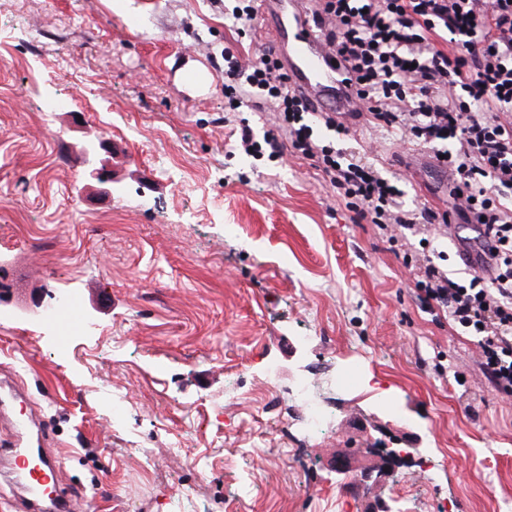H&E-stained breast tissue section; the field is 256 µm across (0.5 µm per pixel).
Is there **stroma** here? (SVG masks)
I'll return each instance as SVG.
<instances>
[{"label":"stroma","instance_id":"obj_1","mask_svg":"<svg viewBox=\"0 0 512 512\" xmlns=\"http://www.w3.org/2000/svg\"><path fill=\"white\" fill-rule=\"evenodd\" d=\"M123 2L0 0V375L75 512H512V397L406 265L442 254L466 279L472 231L392 246L305 161L238 150L241 120L259 137L271 116L225 109L214 58L267 46L265 22L242 35L222 0ZM101 140L109 194L83 175ZM339 146L405 178V207L447 208L432 153L361 123ZM70 295L62 347L42 311ZM300 378L332 418L315 439ZM380 439L411 464L346 488L333 456ZM15 440L0 418V512L24 492Z\"/></svg>","mask_w":512,"mask_h":512}]
</instances>
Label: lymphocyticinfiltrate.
<instances>
[{"instance_id":"1","label":"lymphocytic infiltrate","mask_w":512,"mask_h":512,"mask_svg":"<svg viewBox=\"0 0 512 512\" xmlns=\"http://www.w3.org/2000/svg\"><path fill=\"white\" fill-rule=\"evenodd\" d=\"M309 18L357 89L358 117L398 130L400 142L442 149L449 209L405 208L397 181L317 139L311 118L338 134L349 128L291 87L272 47L245 59L223 55L227 104L275 115L259 139L241 125L243 149L309 161L355 221L376 225L394 244L410 225H477V259L490 274L456 282L423 254L416 288L424 309L443 310L477 338L484 373L511 397L512 0H310Z\"/></svg>"}]
</instances>
